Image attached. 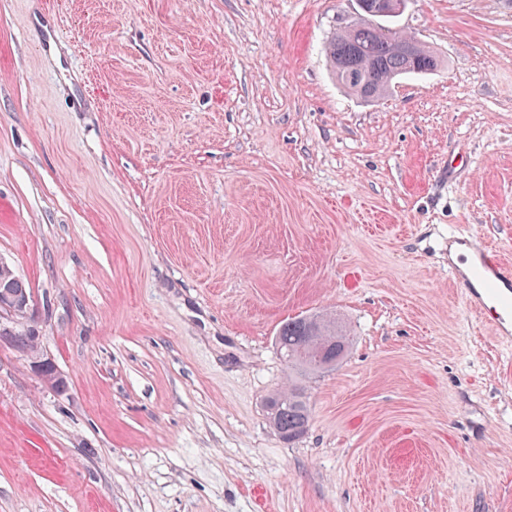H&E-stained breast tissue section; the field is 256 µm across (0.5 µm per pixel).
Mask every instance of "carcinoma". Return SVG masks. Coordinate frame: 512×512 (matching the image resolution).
I'll list each match as a JSON object with an SVG mask.
<instances>
[{
    "mask_svg": "<svg viewBox=\"0 0 512 512\" xmlns=\"http://www.w3.org/2000/svg\"><path fill=\"white\" fill-rule=\"evenodd\" d=\"M414 44L411 52L401 49ZM327 55L337 82L365 101L383 97L393 83L409 74H428L441 65L439 57L417 38L383 32L372 23L348 25L331 36ZM276 345L288 365V388L267 400L269 422L285 440L301 436L310 423V406L303 379L336 365L349 348V336L335 322L297 317L286 322Z\"/></svg>",
    "mask_w": 512,
    "mask_h": 512,
    "instance_id": "obj_1",
    "label": "carcinoma"
}]
</instances>
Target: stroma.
<instances>
[{"label": "stroma", "mask_w": 512, "mask_h": 512, "mask_svg": "<svg viewBox=\"0 0 512 512\" xmlns=\"http://www.w3.org/2000/svg\"><path fill=\"white\" fill-rule=\"evenodd\" d=\"M357 10L0 0V512H512V342L448 276L456 227L512 260V0H406L444 65L376 102L324 52ZM317 312L353 342L287 442ZM0 284L2 287L0 288V311L4 310L15 315L25 316L30 309L29 295L21 294L28 293L25 285L15 278L8 267L0 269ZM276 345L288 365V388L267 400L269 422L285 440L301 436L310 423V406L304 378L331 369L346 354L349 336L334 321L317 317L288 320L276 336Z\"/></svg>", "instance_id": "35a3bbf8"}]
</instances>
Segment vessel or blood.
Returning a JSON list of instances; mask_svg holds the SVG:
<instances>
[{
    "instance_id": "b4317fda",
    "label": "vessel or blood",
    "mask_w": 512,
    "mask_h": 512,
    "mask_svg": "<svg viewBox=\"0 0 512 512\" xmlns=\"http://www.w3.org/2000/svg\"><path fill=\"white\" fill-rule=\"evenodd\" d=\"M449 245L460 249V265L449 273L464 291L470 310L482 316L495 334L512 336V266L506 264L471 230L448 237Z\"/></svg>"
}]
</instances>
